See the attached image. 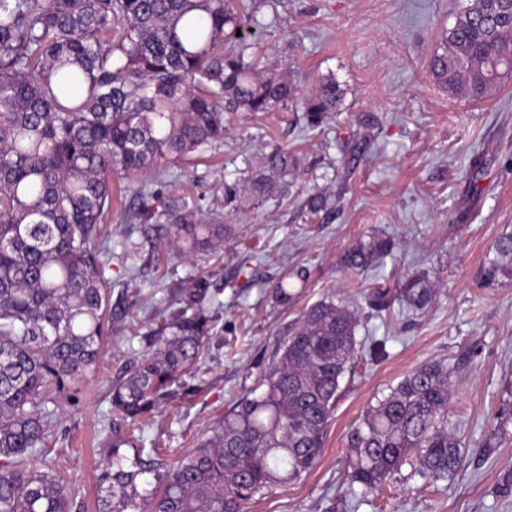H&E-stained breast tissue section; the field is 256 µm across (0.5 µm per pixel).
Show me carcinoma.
Instances as JSON below:
<instances>
[{
  "instance_id": "cac0c4a2",
  "label": "carcinoma",
  "mask_w": 512,
  "mask_h": 512,
  "mask_svg": "<svg viewBox=\"0 0 512 512\" xmlns=\"http://www.w3.org/2000/svg\"><path fill=\"white\" fill-rule=\"evenodd\" d=\"M492 0H466L431 60L434 79L471 101L512 78V22ZM249 17L231 0H0V512H71L54 462L30 457L56 426V392L97 363L108 332L109 248L102 220L112 177L168 169L224 138V111L272 112L296 94L288 79L245 59L237 29ZM118 25L117 40L106 37ZM239 42L226 51L224 43ZM336 80L305 102L317 126L336 111ZM134 186L129 224H155L191 253L224 241V225L186 207L155 210ZM371 230L344 255L362 274L390 255ZM435 284L417 273L396 289L362 295L365 306H312L260 378L170 469L121 451L114 439L98 475V512H243L256 495L317 462L354 364L363 308L379 317L398 303L423 311ZM201 283L166 322L160 347L126 364L112 384V413L135 421L196 367L209 339ZM448 367L428 363L369 406L348 434L349 485L373 492L409 457L416 474L445 481L462 463L448 423Z\"/></svg>"
}]
</instances>
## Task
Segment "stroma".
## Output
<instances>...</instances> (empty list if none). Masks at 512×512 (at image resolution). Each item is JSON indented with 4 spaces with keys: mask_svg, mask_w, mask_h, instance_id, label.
<instances>
[{
    "mask_svg": "<svg viewBox=\"0 0 512 512\" xmlns=\"http://www.w3.org/2000/svg\"><path fill=\"white\" fill-rule=\"evenodd\" d=\"M462 0H234L253 21L247 55L260 70L287 74L295 99L273 112H228L224 138L167 177L149 178L156 202L179 200L220 213V247L185 255L166 233L126 223V194H114L103 235L112 248V337L77 391L57 396V425L45 451L55 461L72 512H97L96 477L113 437L134 438L175 463L206 438L257 385L297 319L315 303L352 305L363 292L393 288L418 272L437 284L434 305L392 307L362 317L355 367L340 397L316 466L256 496L246 512H512V81L481 102L448 93L430 61ZM335 78L337 112L309 126L303 101ZM298 164L266 196L251 194L270 157ZM237 190L225 202V188ZM325 200L320 211L312 196ZM394 238L378 269L347 273L342 257L369 230ZM155 252L157 266L134 267L127 243ZM502 263L495 279L486 272ZM293 298L277 283L295 272ZM204 281L211 318L195 372L170 388L137 426L112 414V383L128 360L154 351L170 300ZM386 345L370 357L371 341ZM434 361L454 383L448 420L465 448L454 478L431 483L403 466L379 491L352 493L347 436L406 375Z\"/></svg>",
    "mask_w": 512,
    "mask_h": 512,
    "instance_id": "1",
    "label": "stroma"
}]
</instances>
